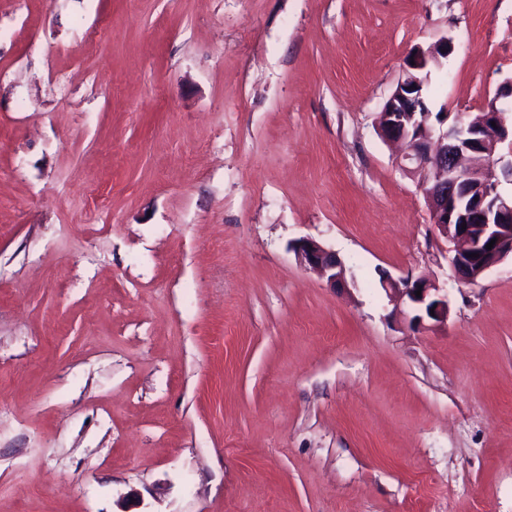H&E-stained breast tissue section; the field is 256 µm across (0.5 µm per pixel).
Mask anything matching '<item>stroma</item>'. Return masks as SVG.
I'll return each instance as SVG.
<instances>
[{"label": "stroma", "instance_id": "35a3bbf8", "mask_svg": "<svg viewBox=\"0 0 512 512\" xmlns=\"http://www.w3.org/2000/svg\"><path fill=\"white\" fill-rule=\"evenodd\" d=\"M444 36L476 114L512 0H0V512H512V258L458 283L375 126ZM294 251L304 266L316 271L331 286L334 288L345 287L343 262L334 251L323 243L313 238H303L297 242ZM380 285L392 295L408 297L416 312L410 321L411 324L421 326L427 320L435 326L448 320V295L442 294L441 288L430 280L421 277L394 278L382 272ZM418 290H421L420 297L416 296ZM430 309H434V315L430 314Z\"/></svg>", "mask_w": 512, "mask_h": 512}]
</instances>
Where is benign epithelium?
Returning <instances> with one entry per match:
<instances>
[{"label": "benign epithelium", "instance_id": "1", "mask_svg": "<svg viewBox=\"0 0 512 512\" xmlns=\"http://www.w3.org/2000/svg\"><path fill=\"white\" fill-rule=\"evenodd\" d=\"M451 42L444 39L419 49L404 77L375 117L380 136L404 145L399 167L421 177V188L430 209L432 224L453 243L450 263L457 281L476 284L507 257H512V195L499 190L500 180L512 184V130L503 123L504 100L512 98V80L500 87L478 113L471 127L459 118L448 122L441 113L439 125L429 123L421 94L427 76L421 72L448 56ZM490 154V161L463 169L465 153ZM493 248L486 249L487 244ZM300 262L316 271L335 288L346 285L345 268L336 253L320 241L303 238L294 247ZM380 285L392 295L406 296L413 304L411 323L448 321V296L424 278H394L383 272ZM421 296H416V291Z\"/></svg>", "mask_w": 512, "mask_h": 512}]
</instances>
